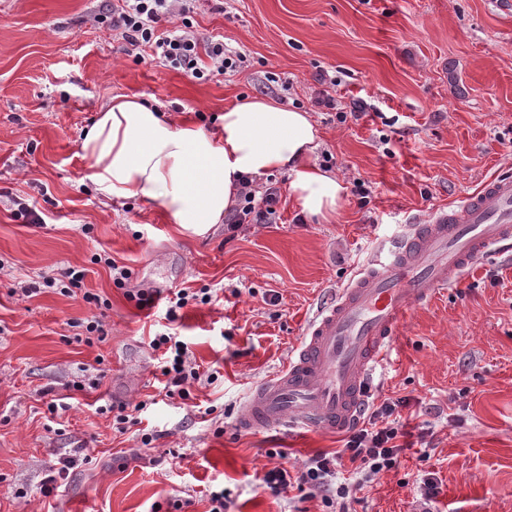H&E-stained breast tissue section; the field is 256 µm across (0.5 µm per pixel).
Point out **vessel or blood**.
<instances>
[{"instance_id": "b4317fda", "label": "vessel or blood", "mask_w": 512, "mask_h": 512, "mask_svg": "<svg viewBox=\"0 0 512 512\" xmlns=\"http://www.w3.org/2000/svg\"><path fill=\"white\" fill-rule=\"evenodd\" d=\"M510 245V176L491 178L457 205L409 225L317 309L287 366L247 392L237 427L345 432L365 400L367 375L407 316Z\"/></svg>"}]
</instances>
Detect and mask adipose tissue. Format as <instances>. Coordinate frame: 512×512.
I'll list each match as a JSON object with an SVG mask.
<instances>
[{"mask_svg":"<svg viewBox=\"0 0 512 512\" xmlns=\"http://www.w3.org/2000/svg\"><path fill=\"white\" fill-rule=\"evenodd\" d=\"M319 134L309 112L248 98L225 107L213 126L191 116L165 117L134 95L98 112L80 142L97 192L121 206L157 203L171 223L202 236L236 204L243 178L287 172L288 192L303 212L327 223L346 186L314 160Z\"/></svg>","mask_w":512,"mask_h":512,"instance_id":"obj_1","label":"adipose tissue"}]
</instances>
